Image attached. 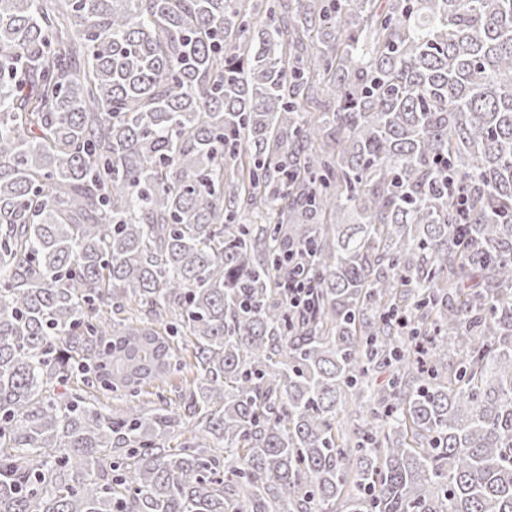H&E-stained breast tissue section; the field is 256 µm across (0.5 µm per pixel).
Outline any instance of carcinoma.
I'll list each match as a JSON object with an SVG mask.
<instances>
[{"label":"carcinoma","mask_w":512,"mask_h":512,"mask_svg":"<svg viewBox=\"0 0 512 512\" xmlns=\"http://www.w3.org/2000/svg\"><path fill=\"white\" fill-rule=\"evenodd\" d=\"M0 512H512V0H0Z\"/></svg>","instance_id":"cac0c4a2"}]
</instances>
